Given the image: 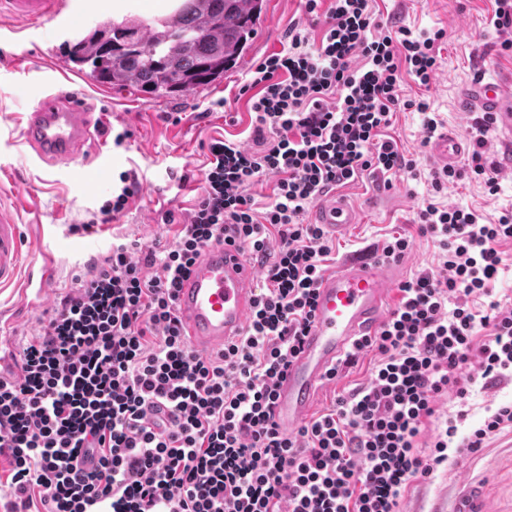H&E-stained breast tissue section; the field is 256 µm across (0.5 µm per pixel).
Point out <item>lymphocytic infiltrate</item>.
<instances>
[{"label": "lymphocytic infiltrate", "mask_w": 512, "mask_h": 512, "mask_svg": "<svg viewBox=\"0 0 512 512\" xmlns=\"http://www.w3.org/2000/svg\"><path fill=\"white\" fill-rule=\"evenodd\" d=\"M305 0L324 14L322 35L289 29L287 49L252 67L240 94L255 122L247 147L207 145L202 194L163 251L134 240L73 277L67 292L0 376V482L6 512H399L411 483L449 453L466 457L512 429V404L466 436L440 420L442 397L466 399L512 377V303L490 293L512 242V210L483 222L475 209L427 203L420 231L441 249L437 269L399 286V300L371 336L330 369L375 354L366 382L335 398L295 432L274 420L280 377L313 319L316 290L334 249L308 224L309 207L362 172L413 171L384 131L402 100L400 74L429 86L441 32H376L372 0ZM490 116L470 127L460 168L432 175L435 191L465 173L497 191L502 167L484 159ZM271 194L256 209L250 189ZM258 260L260 281L240 338L214 353L182 333L176 297L202 250L223 236ZM490 303L480 310L474 298ZM432 451L421 454L422 438ZM456 446H449V438Z\"/></svg>", "instance_id": "f902f5d3"}]
</instances>
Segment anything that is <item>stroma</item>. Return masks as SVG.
<instances>
[{
  "label": "stroma",
  "instance_id": "stroma-1",
  "mask_svg": "<svg viewBox=\"0 0 512 512\" xmlns=\"http://www.w3.org/2000/svg\"><path fill=\"white\" fill-rule=\"evenodd\" d=\"M380 24L396 23L413 32L443 30L441 58L436 77L422 87L402 77L399 93L405 100H426L441 126L466 132L473 118L460 111L459 90L478 73L493 77L512 73V49L502 47L503 37L493 24L494 0H375ZM70 7L86 30L96 22L121 20L129 14L151 18L172 12L173 0H71ZM319 39L320 19L306 14L302 0H266L253 44L237 66L215 87L186 93L176 100H152L128 90L102 87L91 78L79 81L95 108L105 109L106 132L115 137L131 133L123 146L110 147L106 159L88 151L84 165L47 168L35 161L22 143L25 112L38 93L41 71L58 61L64 31L39 27L10 15H0V30L11 29L10 40H0V199L11 206L22 225L26 251L34 263L50 259L55 276L36 300L22 292L0 293V312L12 320L8 334L12 347H19L37 329L47 310L54 307L74 274L85 268L89 253L105 256L112 244L133 239L152 245H167L175 235L173 225L160 221V213L175 210L186 216L202 192L199 170L206 162L203 146L212 138L226 136L251 145V115L246 98L238 89L248 70L266 56L279 51L290 27ZM406 158L415 160L414 174L403 172L382 179L369 174L337 187V195L361 212L359 223L334 237L335 250L327 268L366 250H381L393 235L408 236L412 245L398 262L401 280L437 265V242L419 230L418 206L426 199L442 205L476 209L486 221L512 209V171H503L497 193H489L483 180L464 176L441 193H434L431 175L438 166L429 154L422 116L414 110L397 112L386 131ZM136 171L141 183L137 196L123 213L96 233L78 226L104 201L111 198L119 175ZM374 361L366 356L356 366L341 371L336 381L322 383L310 408L318 414L342 391L365 382ZM512 402V380L492 388L474 386L466 403L442 400L441 409L459 420V433H467L486 417L488 409ZM476 496L482 512H512V432L491 438L486 448L463 457H449L426 480L409 487L402 512H454L459 498Z\"/></svg>",
  "mask_w": 512,
  "mask_h": 512
}]
</instances>
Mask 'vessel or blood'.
I'll return each instance as SVG.
<instances>
[{
  "label": "vessel or blood",
  "instance_id": "vessel-or-blood-1",
  "mask_svg": "<svg viewBox=\"0 0 512 512\" xmlns=\"http://www.w3.org/2000/svg\"><path fill=\"white\" fill-rule=\"evenodd\" d=\"M68 7V0H0L1 10L37 26L65 21ZM458 103L465 112L491 113L512 149V77L476 78L461 88ZM104 121V113L96 111L82 93L51 82L26 116L22 141L42 164L66 167L79 160L88 142L98 139ZM428 149L438 163L452 166L466 146L457 131L447 130L430 138ZM314 219L336 234L357 221L343 200L333 198L317 204ZM23 246L12 210L0 204V288L17 281ZM398 278L397 269L378 264L369 254L350 256L323 274L313 322L277 385L275 420L283 432L301 425L327 372L353 341L379 329ZM255 292V269L238 243L227 240L205 247L177 296L183 331L192 348L210 353L241 336Z\"/></svg>",
  "mask_w": 512,
  "mask_h": 512
}]
</instances>
